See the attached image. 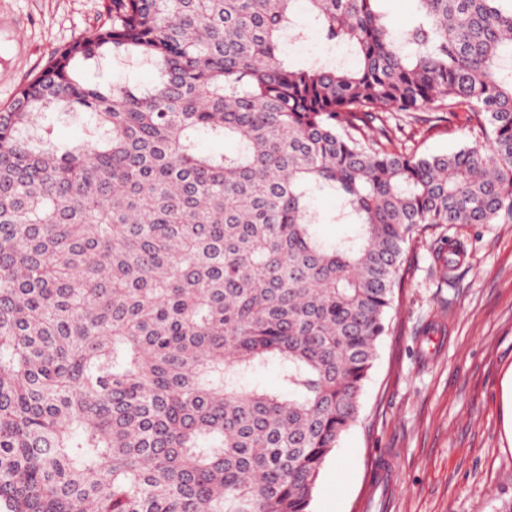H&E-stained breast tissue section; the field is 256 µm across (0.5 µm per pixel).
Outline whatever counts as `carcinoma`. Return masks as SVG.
<instances>
[{"mask_svg": "<svg viewBox=\"0 0 512 512\" xmlns=\"http://www.w3.org/2000/svg\"><path fill=\"white\" fill-rule=\"evenodd\" d=\"M301 2L353 63L283 58ZM386 2L111 0L0 110V512H310L407 247L512 223V0H410L405 30ZM109 58L156 78L84 73ZM397 112L475 144L420 154ZM43 125L51 129L54 140L66 144H78L85 138V126L76 118L47 114Z\"/></svg>", "mask_w": 512, "mask_h": 512, "instance_id": "carcinoma-1", "label": "carcinoma"}]
</instances>
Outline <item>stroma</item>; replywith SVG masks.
Returning <instances> with one entry per match:
<instances>
[{"instance_id":"obj_1","label":"stroma","mask_w":512,"mask_h":512,"mask_svg":"<svg viewBox=\"0 0 512 512\" xmlns=\"http://www.w3.org/2000/svg\"><path fill=\"white\" fill-rule=\"evenodd\" d=\"M108 0H0V107L74 35L107 20ZM419 152L473 144L466 113L398 117ZM463 256L441 272L439 250ZM512 368V223L427 230L407 254L391 327L364 384L359 421L317 481L311 512H380L366 495L390 466L387 512H497L512 499L502 381Z\"/></svg>"}]
</instances>
